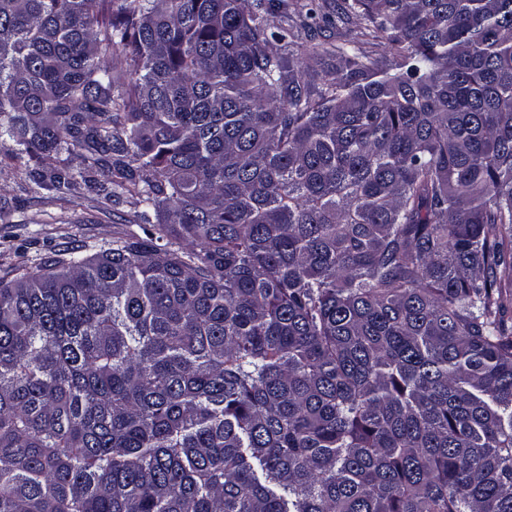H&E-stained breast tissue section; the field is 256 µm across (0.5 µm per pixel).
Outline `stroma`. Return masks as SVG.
I'll return each instance as SVG.
<instances>
[{
    "instance_id": "obj_1",
    "label": "stroma",
    "mask_w": 512,
    "mask_h": 512,
    "mask_svg": "<svg viewBox=\"0 0 512 512\" xmlns=\"http://www.w3.org/2000/svg\"><path fill=\"white\" fill-rule=\"evenodd\" d=\"M136 210L133 198L115 204L83 188L31 190L18 164L0 162V279L75 246L98 252L133 225Z\"/></svg>"
}]
</instances>
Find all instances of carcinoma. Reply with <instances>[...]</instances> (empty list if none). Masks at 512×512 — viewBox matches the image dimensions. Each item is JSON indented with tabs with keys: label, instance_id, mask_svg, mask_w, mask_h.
<instances>
[{
	"label": "carcinoma",
	"instance_id": "carcinoma-1",
	"mask_svg": "<svg viewBox=\"0 0 512 512\" xmlns=\"http://www.w3.org/2000/svg\"><path fill=\"white\" fill-rule=\"evenodd\" d=\"M274 13L0 0V152L152 225L0 280V512H512V0ZM358 22L356 18H352L346 23L336 21V25L324 27L321 30V34L319 32V35L323 36V38L319 37V39L323 41L324 36H327L325 42H335L354 37L359 32Z\"/></svg>",
	"mask_w": 512,
	"mask_h": 512
}]
</instances>
